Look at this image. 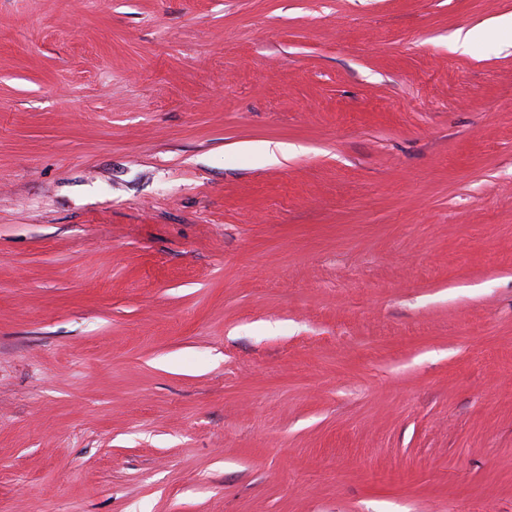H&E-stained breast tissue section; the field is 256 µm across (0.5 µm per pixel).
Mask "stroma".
Masks as SVG:
<instances>
[{"label":"stroma","instance_id":"35a3bbf8","mask_svg":"<svg viewBox=\"0 0 512 512\" xmlns=\"http://www.w3.org/2000/svg\"><path fill=\"white\" fill-rule=\"evenodd\" d=\"M506 16L0 0V512H512Z\"/></svg>","mask_w":512,"mask_h":512}]
</instances>
